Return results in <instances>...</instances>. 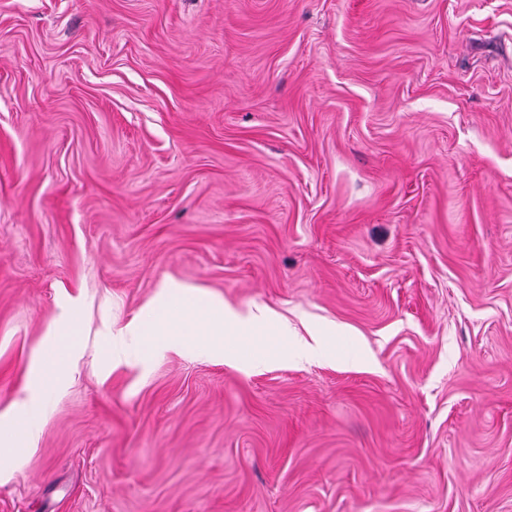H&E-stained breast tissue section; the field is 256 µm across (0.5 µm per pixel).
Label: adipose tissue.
Segmentation results:
<instances>
[{"mask_svg": "<svg viewBox=\"0 0 512 512\" xmlns=\"http://www.w3.org/2000/svg\"><path fill=\"white\" fill-rule=\"evenodd\" d=\"M152 325L135 322L113 330L107 350L110 361L121 362L128 353L148 357L170 347L195 348L214 357H223L224 339L243 331L271 329L268 312L252 311L240 318L225 307L223 300L209 296H187L179 290L164 292L155 302ZM84 334L75 310L57 318L47 332L41 356L27 397L10 420L0 425V464L14 460L35 439L43 422L46 400L59 391L73 372V357Z\"/></svg>", "mask_w": 512, "mask_h": 512, "instance_id": "adipose-tissue-1", "label": "adipose tissue"}]
</instances>
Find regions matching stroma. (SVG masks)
Listing matches in <instances>:
<instances>
[{"label": "stroma", "mask_w": 512, "mask_h": 512, "mask_svg": "<svg viewBox=\"0 0 512 512\" xmlns=\"http://www.w3.org/2000/svg\"><path fill=\"white\" fill-rule=\"evenodd\" d=\"M313 362L104 358L163 282ZM0 512H512V0H0ZM34 373L28 396L17 406L0 438V464L8 465L35 439L43 422L46 400L59 391L73 372V357L81 336L82 322L74 309L68 310L50 326ZM16 425V426H15Z\"/></svg>", "instance_id": "1"}]
</instances>
